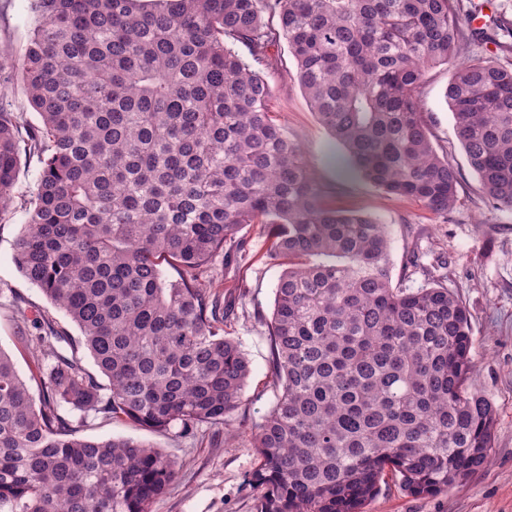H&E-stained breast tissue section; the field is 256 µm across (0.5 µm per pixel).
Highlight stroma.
I'll use <instances>...</instances> for the list:
<instances>
[{
    "label": "stroma",
    "mask_w": 512,
    "mask_h": 512,
    "mask_svg": "<svg viewBox=\"0 0 512 512\" xmlns=\"http://www.w3.org/2000/svg\"><path fill=\"white\" fill-rule=\"evenodd\" d=\"M460 7L462 25L470 26L473 17H481L488 37L466 47L459 61L486 58L511 67L512 50L496 46L492 38L497 34L495 20L512 23V0H460ZM35 23L29 0H0V49L22 53ZM277 55V67L268 75L271 107L304 152L326 202L368 213L386 224L393 280L416 288L425 276L413 267V258H420L423 266L447 262L448 287L466 306L474 338L473 367L465 387L488 399L496 410L494 443L485 468L448 493L424 497L410 495L398 477L386 476L365 512H512V209L488 203L455 136L445 98L453 65L429 68L419 92L432 143L437 151L447 152L460 175L456 204L443 218L418 203L386 194L358 174L342 173V151L313 113L287 42H280ZM40 168L37 158H21L13 202L0 221V348L11 356L36 398L42 395V376L32 359L34 321L49 316L71 344L81 341L77 326L23 277L14 261L15 241L27 218L24 202L36 187ZM236 240L214 275L217 292L232 306L224 333L238 342L250 364L229 427L203 424L186 436L175 428L158 433L98 417L78 429L79 436L95 440L131 437L177 460L176 480L153 512H255L258 492L250 478L256 454L243 433L272 410L282 392L273 381L267 324L283 265L270 253L260 225L242 226Z\"/></svg>",
    "instance_id": "obj_1"
}]
</instances>
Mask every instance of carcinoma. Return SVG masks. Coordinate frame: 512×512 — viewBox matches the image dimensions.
Segmentation results:
<instances>
[{
	"instance_id": "obj_1",
	"label": "carcinoma",
	"mask_w": 512,
	"mask_h": 512,
	"mask_svg": "<svg viewBox=\"0 0 512 512\" xmlns=\"http://www.w3.org/2000/svg\"><path fill=\"white\" fill-rule=\"evenodd\" d=\"M19 60L0 52V220L23 154L41 170L15 245L23 276L79 328L108 380L44 316L35 402L0 348V512H153L178 462L76 436L64 412L157 431L225 425L250 375L210 270L244 224L286 261L268 323L274 408L244 434L256 512H363L385 472L433 496L484 468L496 410L466 390L469 313L445 285H392L389 232L327 207L270 112L287 40L319 122L364 179L442 216L458 170L420 111L425 70L481 32L458 0H30ZM278 23H273V19ZM20 72L40 124L13 111ZM484 193L512 209V68L474 58L446 90ZM179 267L163 275L158 259Z\"/></svg>"
}]
</instances>
